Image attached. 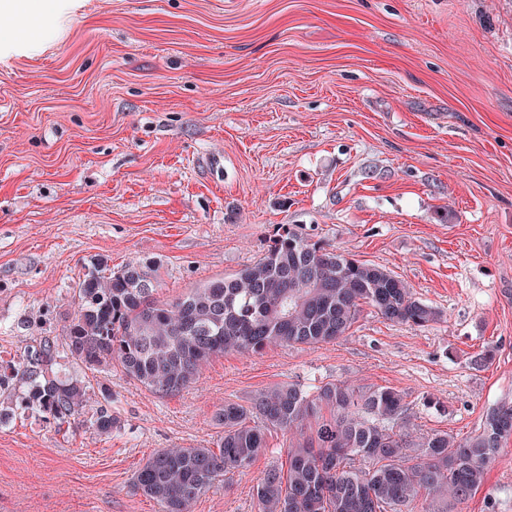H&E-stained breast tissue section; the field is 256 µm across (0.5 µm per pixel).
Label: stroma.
<instances>
[{"mask_svg": "<svg viewBox=\"0 0 512 512\" xmlns=\"http://www.w3.org/2000/svg\"><path fill=\"white\" fill-rule=\"evenodd\" d=\"M404 280L424 328L363 307L347 335L209 362L155 394L88 374L65 428L0 393V512H162L134 477L156 450L210 446L224 402L295 383L393 387L414 437L478 433L512 403V0H52L0 17V361L61 341L97 261L154 265L160 296L229 275L278 226ZM267 434L248 468L191 512H258L288 464ZM404 512H512V439L462 503Z\"/></svg>", "mask_w": 512, "mask_h": 512, "instance_id": "obj_1", "label": "stroma"}]
</instances>
